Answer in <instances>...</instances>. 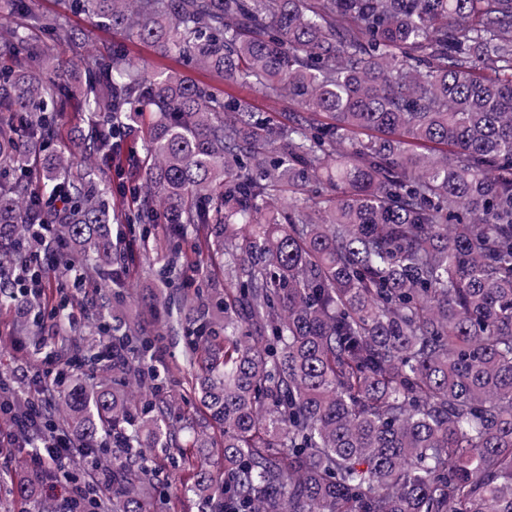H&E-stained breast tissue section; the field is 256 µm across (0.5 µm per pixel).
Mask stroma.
I'll return each instance as SVG.
<instances>
[{"instance_id": "35a3bbf8", "label": "stroma", "mask_w": 512, "mask_h": 512, "mask_svg": "<svg viewBox=\"0 0 512 512\" xmlns=\"http://www.w3.org/2000/svg\"><path fill=\"white\" fill-rule=\"evenodd\" d=\"M29 4L35 13L51 18L63 17L68 27L78 35L86 53L103 56L124 53L137 60L145 72L152 73L164 69L181 72L192 80L209 86L217 96L233 94L272 116L277 117L281 113L296 109L295 104L288 99L265 98L257 89L225 82L222 76L201 70L186 58L163 55L150 44L128 39L113 32L112 29L94 24L86 14L66 10L62 0H29ZM84 80L83 72L75 68L69 69L68 82L72 92L55 129V147L75 155L80 152L88 125L79 92ZM151 126L152 117L147 114L131 127L113 163H106L99 154L92 157L95 173L99 180L109 185L114 201L127 206L132 203L125 191L128 187L140 184L144 178V169L138 161V154L141 145L150 135ZM147 230L150 236V250L140 256L128 275L133 292L132 300L125 303L126 309L129 310L133 309L136 299L152 296L157 293L159 287L157 270L158 260L166 249L165 227L161 224H151ZM33 318V313L19 306L0 310V378L14 385L34 384L35 375L41 369L42 358L34 354L21 329L22 323L32 322ZM187 343V337L181 334L166 336L161 343L165 366L176 369L174 376L168 378L167 384L192 429H209L211 437L217 439L221 436L220 431L210 429L205 409L185 391V380L189 372L184 360ZM0 454L6 459L5 466L0 467V512H19L12 500L13 482L18 478L32 479L36 476L28 464L29 451L25 448H10Z\"/></svg>"}]
</instances>
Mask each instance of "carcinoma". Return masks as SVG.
Wrapping results in <instances>:
<instances>
[{
	"label": "carcinoma",
	"instance_id": "cac0c4a2",
	"mask_svg": "<svg viewBox=\"0 0 512 512\" xmlns=\"http://www.w3.org/2000/svg\"><path fill=\"white\" fill-rule=\"evenodd\" d=\"M67 3L297 105L274 120L179 72L84 54L62 19L0 0L94 77L85 160L136 114L156 117L133 219L167 225L160 292L110 328L100 301L78 364L112 381H71L43 408L112 478L95 512H155L158 448L200 512H512V0ZM2 54L0 271L26 274L44 219L70 244L59 272L109 270L118 298L128 254L107 228L108 186L20 142L52 135L67 67L20 33ZM58 191L65 206L44 211ZM189 234L205 235L227 288L175 312ZM41 274L33 308L65 298ZM180 332L188 391L223 434L216 459L204 431L182 446L153 365ZM0 397L40 400L8 382ZM33 488L16 496L45 512Z\"/></svg>",
	"mask_w": 512,
	"mask_h": 512
}]
</instances>
